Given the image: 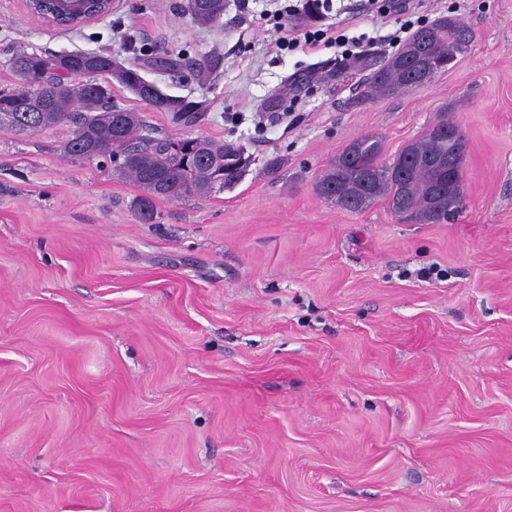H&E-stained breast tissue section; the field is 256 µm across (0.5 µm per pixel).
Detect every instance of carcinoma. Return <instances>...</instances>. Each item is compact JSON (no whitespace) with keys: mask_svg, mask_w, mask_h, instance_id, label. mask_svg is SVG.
Wrapping results in <instances>:
<instances>
[{"mask_svg":"<svg viewBox=\"0 0 512 512\" xmlns=\"http://www.w3.org/2000/svg\"><path fill=\"white\" fill-rule=\"evenodd\" d=\"M191 15L200 25H209L218 20L224 12L221 0H191ZM466 28L459 21L450 22L440 16L430 24L417 29L408 42L418 43L422 57L436 59L457 40ZM12 69L23 74V87L18 90H0V113L14 115V122L7 129L23 133H34L46 126L70 122L74 134L66 146L68 155L76 158L108 157L118 164V169L133 178L143 189L149 181L160 175L168 183L161 194L163 199H181L188 195H204L214 188L231 189L243 178V173L224 165V159L242 151L232 143H217L202 138L195 146L197 153L207 161L184 164L183 160L168 152V138H138L137 132L143 120L137 112L114 109V105L100 95H92L89 84L99 76L112 72V57L106 52H71L67 63H62L54 53L38 54L19 52L11 58ZM221 66L216 55L203 57L195 63V72L202 79H208ZM79 70L88 79L72 88H63L65 73ZM143 66L132 63L117 82L130 92H135V83L140 80ZM367 73V90L363 100L369 101L395 95L409 88L417 71V63H400L387 59L381 65L369 60L360 67ZM137 97L149 107L171 115L177 125L191 127L202 120L207 105L203 101L186 100L169 95L161 90L153 93H139ZM45 104L36 113L33 127L24 129L37 100ZM362 151L348 162H334L324 172L319 182L320 194L327 198L340 197L341 208L361 211L377 199L389 203L393 213H407L405 219L429 223L428 201L423 187L430 180L427 169L414 163L438 153L442 146L425 136L406 145L394 158L397 170L390 176L374 180H353L347 171L361 170L380 160V143L370 136L358 139Z\"/></svg>","mask_w":512,"mask_h":512,"instance_id":"1","label":"carcinoma"}]
</instances>
